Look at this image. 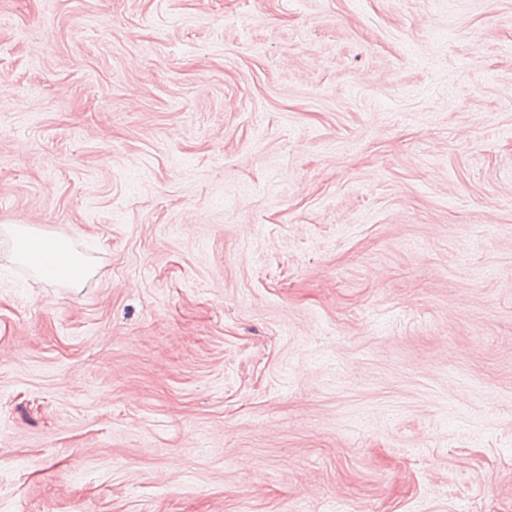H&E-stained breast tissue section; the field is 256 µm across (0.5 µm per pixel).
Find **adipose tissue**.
<instances>
[{
	"label": "adipose tissue",
	"mask_w": 512,
	"mask_h": 512,
	"mask_svg": "<svg viewBox=\"0 0 512 512\" xmlns=\"http://www.w3.org/2000/svg\"><path fill=\"white\" fill-rule=\"evenodd\" d=\"M5 230L12 240L15 261L28 265L40 281H72L88 270L70 239L46 237L20 220L7 224Z\"/></svg>",
	"instance_id": "obj_1"
}]
</instances>
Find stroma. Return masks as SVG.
I'll use <instances>...</instances> for the list:
<instances>
[{
	"mask_svg": "<svg viewBox=\"0 0 512 512\" xmlns=\"http://www.w3.org/2000/svg\"><path fill=\"white\" fill-rule=\"evenodd\" d=\"M0 512H512V0H0ZM3 229L11 237L15 261L28 265L39 281L70 285L66 280L77 282V275L88 271L70 239L46 237L22 220L3 225Z\"/></svg>",
	"mask_w": 512,
	"mask_h": 512,
	"instance_id": "stroma-1",
	"label": "stroma"
}]
</instances>
